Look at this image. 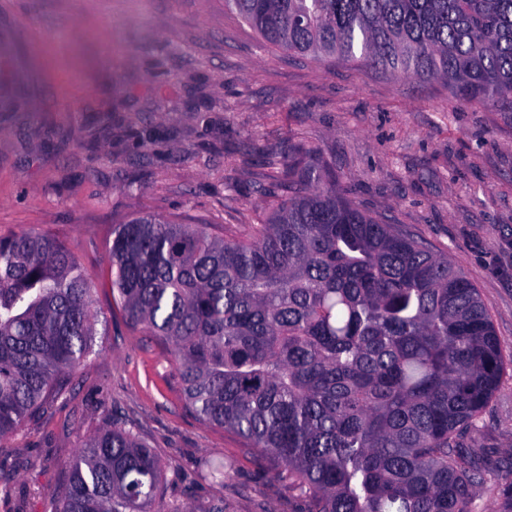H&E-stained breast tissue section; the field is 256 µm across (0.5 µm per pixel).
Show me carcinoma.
Returning a JSON list of instances; mask_svg holds the SVG:
<instances>
[{"label":"carcinoma","instance_id":"carcinoma-1","mask_svg":"<svg viewBox=\"0 0 512 512\" xmlns=\"http://www.w3.org/2000/svg\"><path fill=\"white\" fill-rule=\"evenodd\" d=\"M267 43L457 98L512 109V0H225ZM288 196L243 239L154 215L119 225L112 295L169 348L195 416L272 458L306 512H482L512 468L467 445L505 361L477 288L451 259L361 212L307 150ZM95 286L39 232L0 237V438L48 409L98 335ZM51 512H225L213 498L156 507L162 465L116 424L64 464ZM224 461L198 474L224 484Z\"/></svg>","mask_w":512,"mask_h":512}]
</instances>
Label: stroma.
I'll return each instance as SVG.
<instances>
[{
    "label": "stroma",
    "instance_id": "obj_1",
    "mask_svg": "<svg viewBox=\"0 0 512 512\" xmlns=\"http://www.w3.org/2000/svg\"><path fill=\"white\" fill-rule=\"evenodd\" d=\"M310 148L356 207L453 259L511 356L512 112L285 53L224 0H0V237L64 242L100 318L68 389L0 440V512H48L60 461L115 423L161 460L162 506L298 512L268 459L187 409L166 346L113 312L109 247L144 214L247 235L284 196L272 167ZM469 442L512 460L511 368ZM204 457L231 463L224 485L200 479Z\"/></svg>",
    "mask_w": 512,
    "mask_h": 512
}]
</instances>
